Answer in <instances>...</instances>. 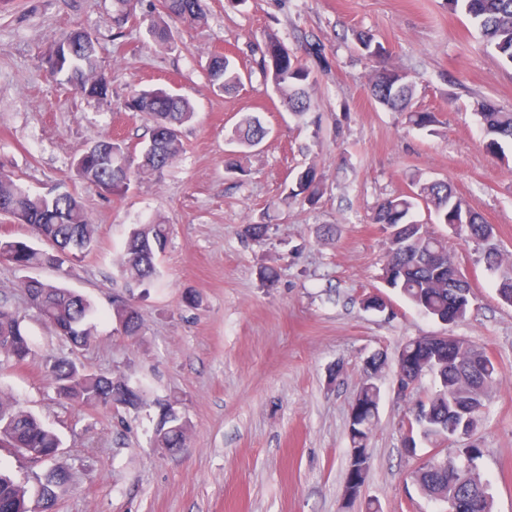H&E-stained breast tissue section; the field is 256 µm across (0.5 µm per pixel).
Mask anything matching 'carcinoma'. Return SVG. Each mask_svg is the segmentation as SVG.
I'll list each match as a JSON object with an SVG mask.
<instances>
[{
    "label": "carcinoma",
    "mask_w": 512,
    "mask_h": 512,
    "mask_svg": "<svg viewBox=\"0 0 512 512\" xmlns=\"http://www.w3.org/2000/svg\"><path fill=\"white\" fill-rule=\"evenodd\" d=\"M448 9L461 13L477 29L486 48L504 62L512 64V0H446ZM205 18L201 0H163L159 17L150 33L160 44L168 42L169 22L191 26ZM72 52L63 58L55 73H66L80 93L103 101L109 97V84L99 70L96 39L85 31H72L66 35ZM355 39L361 55L376 62L386 57V48L367 32L356 33ZM259 68L281 102L294 115L303 117L318 107L312 91L316 84L314 71L292 53L275 33L265 36L261 47ZM208 78L214 90L222 93L236 91L242 85V74L226 56L212 59ZM368 91L380 106L394 111L409 112L410 122L420 129L434 131L436 115L426 111H411L415 94V81L409 73L393 66L372 67ZM127 108L148 115L152 122L150 142L142 149L139 159L125 155L122 145L110 137H97L95 143H112V155L101 160H88L75 167L76 176L106 192L119 194L125 190L134 173L160 174L182 153L181 127L193 117L190 102L164 90H141L131 95ZM477 115L482 126L486 149L495 152L502 143H512V112L502 111L494 102L477 103ZM268 131L260 120L243 116L233 131V140L244 150L263 142ZM323 190L316 169L309 166L296 175L290 197L303 196L308 200L318 197ZM0 203L19 207L24 224L33 237L49 245L44 249L33 243L17 240L12 250L11 265L24 271L57 263L56 252L70 250L77 239L82 248L73 256L92 252L97 245L96 229L81 202L69 192H50L32 195L15 181L0 175ZM425 205L437 224L462 221L465 236L482 246L483 258L490 267L503 262L501 251L492 243L493 225L474 211L467 200L457 194L445 181L418 183L413 195H399L383 199L372 215V223L383 230L403 227L396 239L389 240L381 279L408 301L419 312L455 325L463 321L470 309L469 284L461 279L454 257L417 217V209ZM270 230L267 224H245L242 235L255 242L264 240ZM169 228L160 222L135 224L129 231L120 263V271L129 282L144 283L158 274L157 256L164 250ZM31 305L44 321L70 343L74 349L88 346L92 337L89 317L93 313L91 302L62 282L32 284L23 282ZM500 300L512 306V270L504 274L496 287ZM116 331L128 336L138 335L141 316L136 307L126 301L113 308ZM423 351V339L413 338L398 352L400 374L407 379H418L421 368L413 358ZM442 359L428 375L433 381L432 392L424 397L409 396L412 406L409 416L416 417L413 429L402 442L403 452L416 454L417 440L433 448L448 442L458 443L457 433H475L490 388L500 382L501 373L494 359L483 348L461 339L440 349ZM32 355L31 340L22 320L13 311L0 306V357L21 364ZM386 357L376 353L367 358L364 377L354 399L359 415L348 429L352 448L368 447L376 424L381 400L378 374ZM47 378L64 400L83 408L138 409L144 403L140 388L120 378L91 372L68 356L54 357L46 364ZM189 423L171 404L163 406L155 433L158 448H182L186 444ZM0 439H5L19 455L31 450L48 461L61 447L59 436L29 411L18 406L0 390ZM368 471L346 473L345 482L350 492L345 503L356 501ZM43 510L51 512L68 489L69 473L53 468L44 475ZM411 480L419 492L436 501L454 495L460 501V512H495L494 496L487 480L474 484L460 481L455 462L449 460L438 465L419 467L411 473ZM29 490L7 473L0 471V512H30Z\"/></svg>",
    "instance_id": "obj_1"
}]
</instances>
